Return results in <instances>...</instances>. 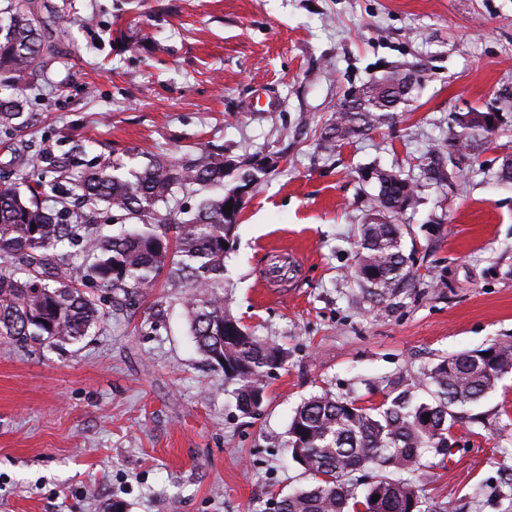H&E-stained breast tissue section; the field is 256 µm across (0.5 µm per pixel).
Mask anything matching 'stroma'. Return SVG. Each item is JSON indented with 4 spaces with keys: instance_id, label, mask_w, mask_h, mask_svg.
<instances>
[{
    "instance_id": "obj_1",
    "label": "stroma",
    "mask_w": 512,
    "mask_h": 512,
    "mask_svg": "<svg viewBox=\"0 0 512 512\" xmlns=\"http://www.w3.org/2000/svg\"><path fill=\"white\" fill-rule=\"evenodd\" d=\"M66 57L29 128L0 136V174L41 149L67 157L62 187L98 159L138 170L219 144L267 172L244 198L224 299L288 351L255 413L188 334L184 289L159 281L59 347L0 342V512H274L306 483L287 448L295 408L322 392L379 404L440 357L512 341V0H69ZM95 15L87 27L81 20ZM140 42L131 46L129 35ZM419 87L391 124L321 152L340 102L391 71ZM501 130L399 218L415 279L381 301L352 276L358 227L377 216L372 166L418 178L459 116ZM448 458L410 474L447 512H512V372L460 411Z\"/></svg>"
}]
</instances>
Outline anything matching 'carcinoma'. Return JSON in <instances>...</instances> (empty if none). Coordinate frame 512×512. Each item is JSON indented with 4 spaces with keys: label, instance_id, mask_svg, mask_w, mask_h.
<instances>
[{
    "label": "carcinoma",
    "instance_id": "cac0c4a2",
    "mask_svg": "<svg viewBox=\"0 0 512 512\" xmlns=\"http://www.w3.org/2000/svg\"><path fill=\"white\" fill-rule=\"evenodd\" d=\"M69 22L64 5L0 0V74L40 86L49 68L64 59L61 42ZM405 78L392 73L345 98L319 147L331 153L393 119L413 90ZM26 105L25 99L0 97V131L28 127ZM480 116L473 111V124H459L453 141L429 151L421 181L448 179L453 156L476 149L498 129L481 125ZM31 167L0 181V340L20 347L76 342L106 316L100 299L83 286L121 292L130 302L164 276L188 290L183 306L190 334L212 368L237 382L239 410L248 415L259 409L266 377L285 366L288 352L257 338L233 316L224 302V258L233 248L243 196L266 168L237 167L219 148L180 158L152 154L141 169L126 174L115 162L99 163L77 176V196L87 207L78 213L58 184L47 192L33 178L37 169H63V158L48 150ZM234 170L235 186L203 198L187 219L173 213L176 193L222 185ZM372 172L376 206L387 220L360 225L353 274L369 297L382 298L412 283L396 220L413 205L420 181L380 167ZM108 218L138 228L102 235L95 224ZM484 351L493 353L491 362L482 359ZM511 371L512 343L502 342L440 358L420 381L427 399L401 382L371 407L330 393L312 396L294 410L287 430L291 458L310 484L282 497L278 512H358L361 506L368 512H439L412 483L390 474L418 470L429 452L448 456L457 409L478 403ZM366 469L375 473L374 481L361 490L351 476Z\"/></svg>",
    "mask_w": 512,
    "mask_h": 512
}]
</instances>
